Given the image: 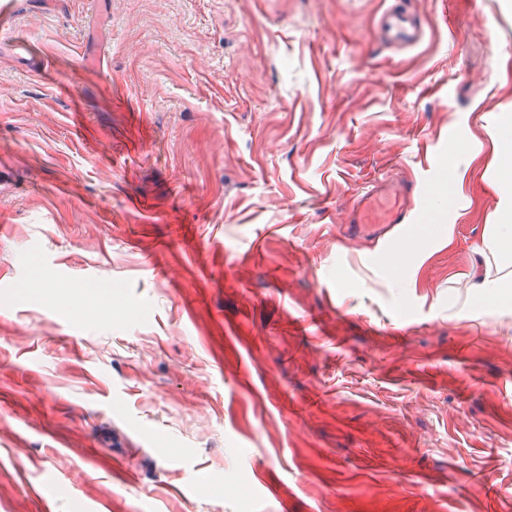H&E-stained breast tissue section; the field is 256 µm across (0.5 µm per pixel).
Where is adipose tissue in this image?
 Returning a JSON list of instances; mask_svg holds the SVG:
<instances>
[{"label":"adipose tissue","mask_w":512,"mask_h":512,"mask_svg":"<svg viewBox=\"0 0 512 512\" xmlns=\"http://www.w3.org/2000/svg\"><path fill=\"white\" fill-rule=\"evenodd\" d=\"M500 159L497 186L500 202L493 224L482 240L483 271L473 282L480 301L501 306L512 302V113L496 115L491 133Z\"/></svg>","instance_id":"ef3b65f1"}]
</instances>
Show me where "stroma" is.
Returning <instances> with one entry per match:
<instances>
[{
    "label": "stroma",
    "mask_w": 512,
    "mask_h": 512,
    "mask_svg": "<svg viewBox=\"0 0 512 512\" xmlns=\"http://www.w3.org/2000/svg\"><path fill=\"white\" fill-rule=\"evenodd\" d=\"M13 3L0 512H512V312L471 288L512 113L503 0ZM461 143L452 243L393 275L346 234L354 201L409 180L429 207ZM49 476L72 493L48 506ZM384 26L389 37L400 43L417 44L420 41L421 34L416 30L412 21L403 15L389 16ZM48 288H37L33 289V292L41 296H51L55 298L65 308L71 311H76L85 315H88L86 309L94 308L98 304V298L93 295H86L82 300L78 299L76 295H71L66 298H58L53 295V292L48 293Z\"/></svg>",
    "instance_id": "obj_1"
}]
</instances>
